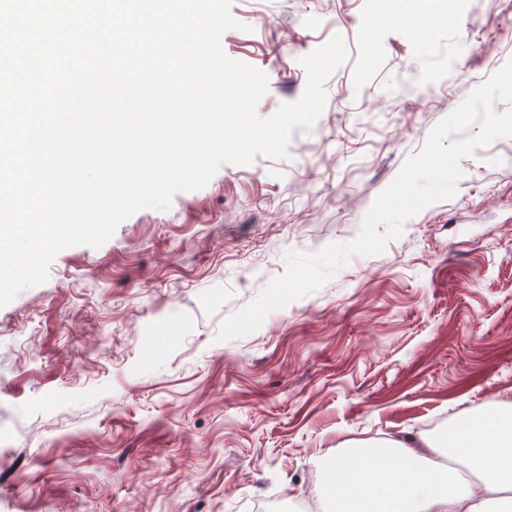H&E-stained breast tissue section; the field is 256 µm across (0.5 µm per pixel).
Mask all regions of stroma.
Instances as JSON below:
<instances>
[{"mask_svg":"<svg viewBox=\"0 0 512 512\" xmlns=\"http://www.w3.org/2000/svg\"><path fill=\"white\" fill-rule=\"evenodd\" d=\"M505 0H234L225 54L300 97L341 35L326 108L283 160L223 165L0 308V512H327L324 460L512 407V139L382 254L243 337L222 321L286 256L348 242L431 129L512 59Z\"/></svg>","mask_w":512,"mask_h":512,"instance_id":"35a3bbf8","label":"stroma"}]
</instances>
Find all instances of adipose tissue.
<instances>
[{
    "label": "adipose tissue",
    "mask_w": 512,
    "mask_h": 512,
    "mask_svg": "<svg viewBox=\"0 0 512 512\" xmlns=\"http://www.w3.org/2000/svg\"><path fill=\"white\" fill-rule=\"evenodd\" d=\"M325 469L333 512H512V411L351 445Z\"/></svg>",
    "instance_id": "ef3b65f1"
}]
</instances>
